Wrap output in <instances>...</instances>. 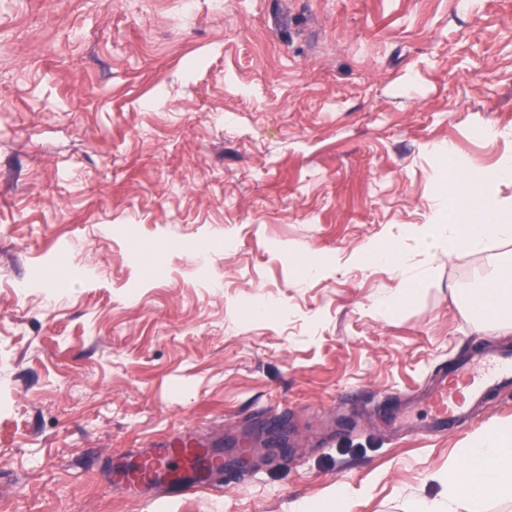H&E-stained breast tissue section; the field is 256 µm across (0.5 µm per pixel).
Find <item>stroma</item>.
<instances>
[{"label": "stroma", "instance_id": "35a3bbf8", "mask_svg": "<svg viewBox=\"0 0 512 512\" xmlns=\"http://www.w3.org/2000/svg\"><path fill=\"white\" fill-rule=\"evenodd\" d=\"M452 156L512 160V0H0V512L442 500L468 436L512 421V387L444 437L383 421L512 347L460 302L512 241L416 234ZM369 243L399 265H363ZM262 425L288 449L255 446ZM176 430L223 451L222 496L113 490L109 456Z\"/></svg>", "mask_w": 512, "mask_h": 512}]
</instances>
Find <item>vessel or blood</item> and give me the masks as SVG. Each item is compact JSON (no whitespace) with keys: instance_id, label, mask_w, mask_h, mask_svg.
Returning <instances> with one entry per match:
<instances>
[{"instance_id":"vessel-or-blood-1","label":"vessel or blood","mask_w":512,"mask_h":512,"mask_svg":"<svg viewBox=\"0 0 512 512\" xmlns=\"http://www.w3.org/2000/svg\"><path fill=\"white\" fill-rule=\"evenodd\" d=\"M512 385V349L460 362L452 370H440L428 386L424 410L436 432L455 431L492 392ZM224 462L216 452L184 432L166 436L159 447L139 453L129 464L111 472L114 490L137 494L153 502L183 497L196 491L222 494L217 484Z\"/></svg>"}]
</instances>
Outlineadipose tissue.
<instances>
[{
	"label": "adipose tissue",
	"instance_id": "1",
	"mask_svg": "<svg viewBox=\"0 0 512 512\" xmlns=\"http://www.w3.org/2000/svg\"><path fill=\"white\" fill-rule=\"evenodd\" d=\"M448 195L461 199L467 214L456 222L425 225L424 244H438L453 255L461 250L480 252L496 241L512 239V221L495 207L490 190L477 193L470 183L452 179ZM469 305L477 331L512 333V264L486 277L470 295ZM439 481L452 500L464 495L477 505L489 494L512 500V422L475 430L462 460L449 463Z\"/></svg>",
	"mask_w": 512,
	"mask_h": 512
}]
</instances>
